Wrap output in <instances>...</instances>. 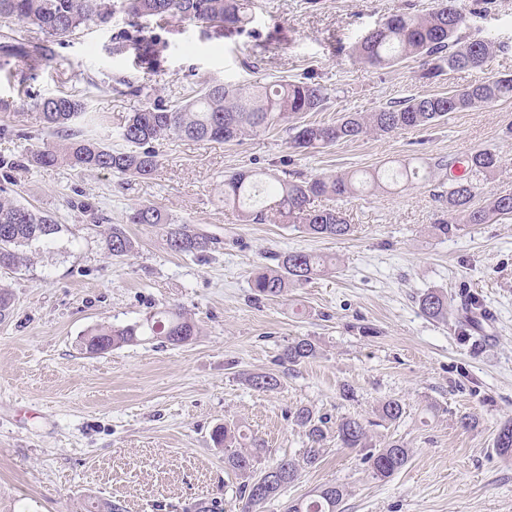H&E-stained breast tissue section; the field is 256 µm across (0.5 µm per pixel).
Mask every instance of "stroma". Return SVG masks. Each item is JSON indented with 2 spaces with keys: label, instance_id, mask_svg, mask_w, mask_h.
<instances>
[{
  "label": "stroma",
  "instance_id": "stroma-1",
  "mask_svg": "<svg viewBox=\"0 0 512 512\" xmlns=\"http://www.w3.org/2000/svg\"><path fill=\"white\" fill-rule=\"evenodd\" d=\"M249 32L219 37L194 24L140 20L155 37L162 68L152 73L119 42L131 19L116 13L53 42L38 70L0 55V160L12 161L0 186L66 225L65 255L40 253L15 272L0 271L14 297L0 321V512H199L218 502L237 512L244 478L224 465L212 431L239 425L264 444L259 467L300 457L308 445L293 414L301 407L336 425L369 424L373 447L396 441L409 461L386 480L373 478L360 449L328 437L320 465L302 470L280 498L256 512L317 488L344 489L342 512H512V457L497 454L495 435L512 419V219L467 227L451 238L432 234L442 213L436 172L426 184L343 201L349 236L315 237L283 224H247L224 205V177L238 170L303 180L321 173H362L410 157L451 160L496 150L500 168L481 185L512 193V101L450 114L422 130L371 135L310 153L288 145L279 129L229 143L187 138L155 143L160 167L149 178L93 174L66 165L32 167L40 124L31 103L74 90L93 115V135L119 146L130 113L173 105L189 89L217 80L243 84L304 77L329 100L316 122L371 112L422 93L466 87L472 72L423 78L419 62L368 68L348 53L393 14L426 13L435 0H259ZM467 16L461 36L495 45L491 76L512 75V0H458ZM137 85L118 94L116 79ZM153 204L214 235L202 256L171 252L161 233L127 224L135 207ZM97 227H90V220ZM126 224L139 248L123 262L101 241ZM304 251L335 258L334 272L278 298H255L249 278L272 266V253ZM438 288L477 297L493 315L460 333L435 321L420 296ZM179 307L196 326L186 344H126L91 356L87 333ZM312 340L316 357L280 362L284 347ZM279 375L277 390L246 385L249 373ZM353 397H344V389ZM403 405L396 422L379 405ZM473 420L462 429L460 416Z\"/></svg>",
  "mask_w": 512,
  "mask_h": 512
}]
</instances>
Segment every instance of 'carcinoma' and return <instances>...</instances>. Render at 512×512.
Masks as SVG:
<instances>
[{
    "mask_svg": "<svg viewBox=\"0 0 512 512\" xmlns=\"http://www.w3.org/2000/svg\"><path fill=\"white\" fill-rule=\"evenodd\" d=\"M255 0H0V21L9 27L18 21L36 28L48 38L62 40L91 25L107 26L113 15L122 11L131 19L156 18L165 23H193L214 29L219 34H240L255 18ZM466 24V15L456 0H437L425 14L400 13L389 16L377 28L367 32L352 48L350 55L371 68L393 67L409 58H420L427 65L426 75L436 77L445 70L466 69L477 74L474 81L448 93L413 95L373 112H353L332 123L304 121L310 112H320L327 103L326 88L313 81L256 82L247 86L205 84L184 103L147 106L128 116L118 132L122 146L114 148L103 140L85 134L78 124L86 116L85 104L76 95L60 93L44 97L33 105L42 130L59 139L55 145L38 146L30 152L29 162L40 166L65 164L84 172L110 171L116 175L148 177L159 165L153 143L159 140L189 138L197 141L232 142L243 136L269 132L280 127L288 130L290 147L304 152L357 141L371 134L425 128L454 112L472 108H490L512 100V76L490 78L485 68L494 53L483 40L461 41L457 32ZM132 45L141 62L150 69L160 67L156 44L135 38ZM0 52L24 60L37 70L48 56V46L40 41L0 43ZM501 164L492 150H478L463 160V174L448 179V188L440 198L448 205L449 218L431 225L432 233L448 238L476 224H495L512 218V194L491 193L476 203L479 186ZM448 169L446 160L398 162L389 171L375 170L362 176L354 173L318 175L304 181L262 179L252 170L233 172L224 178V206L237 211L247 224H291L311 235L341 238L350 234L343 211L336 206L317 207L315 201L331 198L343 201L367 191L390 189L402 183L427 182L436 170ZM130 224H146L164 232L168 248L176 253L197 254L211 249L217 239L194 225L178 222L154 205H142L128 216ZM65 225L15 199L0 198V270L14 271L26 261V253H53L58 249ZM108 255L121 259L131 254L135 242L121 224H114L104 238ZM276 267L256 274L250 280L253 295L277 298L290 288L302 287L327 273L332 260L314 253L289 251L274 255ZM421 311L436 321L448 320V296L431 289L420 296ZM481 303L466 295L455 309L456 322L463 330ZM195 336L194 324L177 309L159 311L125 325H107L88 333L84 349L99 353L113 347L146 339H161L171 346L182 345ZM316 346L308 339L286 345L280 360L296 366L314 357ZM248 384L262 391H273L280 379L273 373H254ZM399 400L381 404L380 414L394 422L401 418ZM295 422L306 428L309 447L301 459H282L272 469L274 480L265 483L263 501L280 494L297 480L300 470L316 467L321 458L327 430L321 417L305 407L295 412ZM336 439L343 448L368 447V431L357 418L345 417L336 425ZM213 441L224 447V464L246 477L239 488L240 512H248L256 502L255 485L264 470L255 468L263 443L253 439L246 448H235L232 428L219 426ZM497 451L512 456V419L505 421L494 439ZM409 460V449L392 442L370 451L363 458L373 477L388 479ZM344 489L324 485L308 497L291 500L284 512H340Z\"/></svg>",
    "mask_w": 512,
    "mask_h": 512,
    "instance_id": "obj_1",
    "label": "carcinoma"
}]
</instances>
